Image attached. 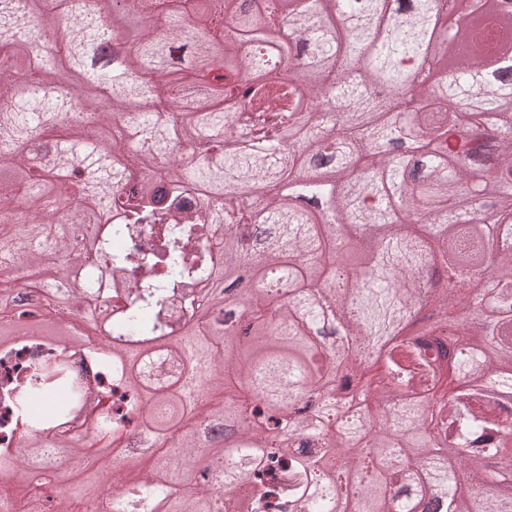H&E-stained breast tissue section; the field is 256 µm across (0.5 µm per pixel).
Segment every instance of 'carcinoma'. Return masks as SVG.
<instances>
[{"label": "carcinoma", "mask_w": 512, "mask_h": 512, "mask_svg": "<svg viewBox=\"0 0 512 512\" xmlns=\"http://www.w3.org/2000/svg\"><path fill=\"white\" fill-rule=\"evenodd\" d=\"M286 2L291 37L274 41L265 0H167L130 21L127 0H106L124 64L89 78L79 58L94 53L99 14L83 0H0L6 20L23 10L22 29L0 35V207L20 196L32 216L0 220V266L75 283L84 254L97 258L78 295L112 351L82 352L98 394L121 390L118 408L95 415L121 443L114 454L98 459L71 438L21 446L70 422L91 388L72 374L67 347L50 342L53 328L26 320L22 302L46 296L44 282L3 299L13 316L0 331L28 334L0 351L40 356L0 383V470L21 475L12 512L52 501L30 493L27 476L50 469L60 448L84 466L57 512L83 501L100 470L132 493L106 494L94 512L131 501L140 512H216L225 473L196 467L197 434L174 439L200 409L202 372L226 391L265 395L254 423L224 426L211 449L243 469V512H336L340 497L344 512H417L426 498L443 512H512V494L487 481L512 471V76L490 80L512 47V27L495 22L512 15V0L476 4L464 27L441 31L445 0H402L397 15L390 0ZM220 13L236 19L232 42L213 30ZM49 30L63 55L37 50ZM244 41L276 46L285 79L242 82ZM425 61L441 72L435 90L414 80ZM237 123L251 126L250 143L234 141ZM195 141L205 154L188 148ZM190 184L203 191L197 208L170 213L169 196ZM59 198L60 217L48 211ZM157 224L159 249L116 245L120 230ZM271 263L288 277L277 299L260 287ZM450 264L483 267L485 306L471 302L467 275L442 281ZM431 286L440 318L423 327L411 305ZM175 298L181 330L166 318ZM227 299L244 314L228 333L216 316ZM337 326L340 348L323 342ZM156 350L181 367L167 386L147 377ZM364 351L385 363L369 429L355 414L336 418L350 406L343 393L362 401L370 388ZM449 377L456 385L430 429L424 415ZM45 396L52 408L32 410ZM135 437L154 449L131 476L113 459ZM366 452L372 470L349 468L341 491L328 463Z\"/></svg>", "instance_id": "obj_1"}]
</instances>
